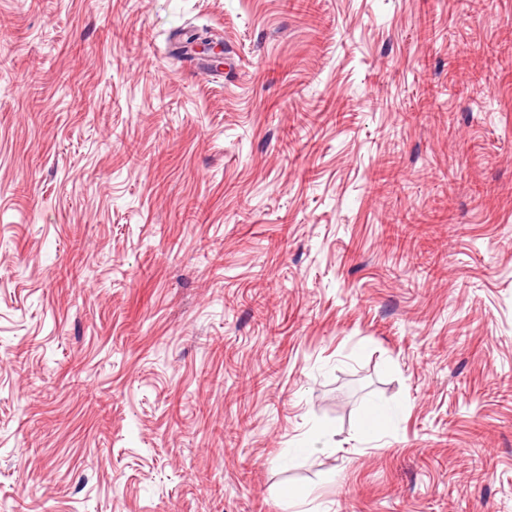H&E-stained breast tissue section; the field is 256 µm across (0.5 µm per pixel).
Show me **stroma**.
Instances as JSON below:
<instances>
[{
	"label": "stroma",
	"mask_w": 512,
	"mask_h": 512,
	"mask_svg": "<svg viewBox=\"0 0 512 512\" xmlns=\"http://www.w3.org/2000/svg\"><path fill=\"white\" fill-rule=\"evenodd\" d=\"M291 486L512 512V0H0V512Z\"/></svg>",
	"instance_id": "1"
}]
</instances>
